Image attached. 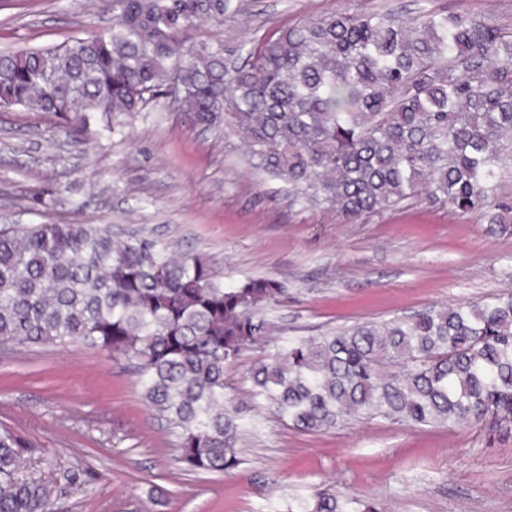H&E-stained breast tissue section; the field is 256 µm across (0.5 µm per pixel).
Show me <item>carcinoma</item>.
Returning <instances> with one entry per match:
<instances>
[{"label": "carcinoma", "mask_w": 512, "mask_h": 512, "mask_svg": "<svg viewBox=\"0 0 512 512\" xmlns=\"http://www.w3.org/2000/svg\"><path fill=\"white\" fill-rule=\"evenodd\" d=\"M108 2L107 30L1 52L0 109L111 133L171 96L197 123L240 136L254 167L292 185L291 201L345 223L416 199L512 228V31L493 20L360 5L254 39L234 65L224 43L191 37L203 21L223 26L232 0ZM282 293L268 278L226 287L201 258L118 239L108 224L0 226V344L80 341L133 362L190 472L238 466L242 418L224 407V366L270 347L260 312ZM249 379L253 397L302 431L361 417L512 430V295L300 339ZM30 452L0 428V512H54L85 474L23 479ZM288 512L381 507L319 488Z\"/></svg>", "instance_id": "cac0c4a2"}]
</instances>
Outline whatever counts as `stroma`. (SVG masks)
<instances>
[{
    "mask_svg": "<svg viewBox=\"0 0 512 512\" xmlns=\"http://www.w3.org/2000/svg\"><path fill=\"white\" fill-rule=\"evenodd\" d=\"M358 0H242L196 41L234 49ZM512 28V0H371ZM102 0H0V51L42 47L107 27ZM288 182L253 168L238 136L195 124L162 98L122 132L72 135L51 115L0 112V224H108L210 262L225 285L251 277L285 292L262 314L279 341L405 319L512 292V231L406 200L354 224L290 204ZM259 350L226 365L245 416L240 463L191 473L153 416L130 363L81 343L0 345V424L33 442L32 477L77 465L90 476L55 512H287L320 486L376 499L383 512H512V434L352 419L305 432L251 395Z\"/></svg>",
    "mask_w": 512,
    "mask_h": 512,
    "instance_id": "obj_1",
    "label": "stroma"
}]
</instances>
